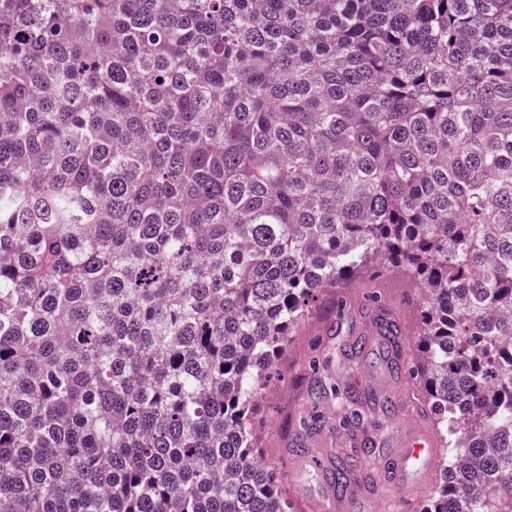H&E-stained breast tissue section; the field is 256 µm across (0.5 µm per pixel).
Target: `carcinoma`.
<instances>
[{"mask_svg": "<svg viewBox=\"0 0 512 512\" xmlns=\"http://www.w3.org/2000/svg\"><path fill=\"white\" fill-rule=\"evenodd\" d=\"M389 268L421 512H512V0H0V512H291L254 406Z\"/></svg>", "mask_w": 512, "mask_h": 512, "instance_id": "cac0c4a2", "label": "carcinoma"}]
</instances>
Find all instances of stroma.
Segmentation results:
<instances>
[{"label":"stroma","instance_id":"stroma-1","mask_svg":"<svg viewBox=\"0 0 512 512\" xmlns=\"http://www.w3.org/2000/svg\"><path fill=\"white\" fill-rule=\"evenodd\" d=\"M417 298L416 286L398 272L375 285L360 281L331 291L278 357L252 421L262 461L280 473L294 512H417L437 482L434 471L409 474L398 485L381 469L395 462L406 433L435 430L417 381L392 366L407 360L416 340ZM380 303L402 323L398 349L375 327ZM344 395L391 402L394 412L366 409L360 419L346 420ZM367 437L376 444L375 458L355 472L345 496L331 495L324 466L360 449Z\"/></svg>","mask_w":512,"mask_h":512}]
</instances>
